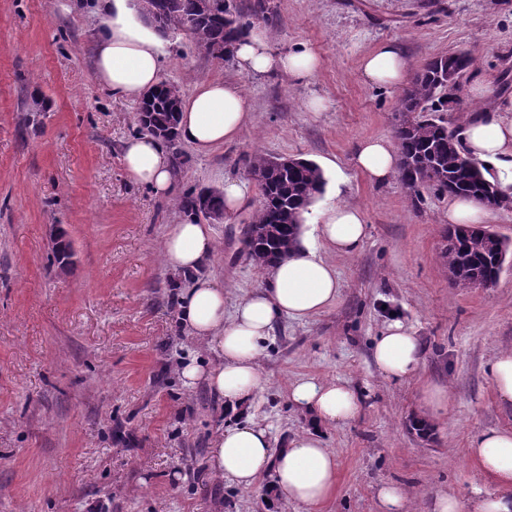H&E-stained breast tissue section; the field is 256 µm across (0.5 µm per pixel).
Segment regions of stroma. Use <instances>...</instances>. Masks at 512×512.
<instances>
[{
	"label": "stroma",
	"mask_w": 512,
	"mask_h": 512,
	"mask_svg": "<svg viewBox=\"0 0 512 512\" xmlns=\"http://www.w3.org/2000/svg\"><path fill=\"white\" fill-rule=\"evenodd\" d=\"M264 2L267 20L255 19ZM273 50L307 45L322 60L309 81L248 76L234 60L205 54L182 32L163 36L161 77L189 95L206 79L237 81L254 121L207 155L193 154L177 192L223 189L240 180L247 204L215 225L216 252L201 270L237 299L263 283L242 229L259 203L246 159L315 162L326 185L312 204L362 208L368 237L352 256L331 257L336 302L297 322L281 319L261 359L267 381L252 415L274 447L310 427L288 400L309 376L341 379L363 397L354 421L323 430L337 456V485L318 507L267 502L259 490L224 483L207 468L216 430L231 423L204 383L177 374L187 358L213 353L179 324V291L159 258L168 225L183 213L125 172L124 142L138 133L135 102L95 79L102 17L95 0H0V512H379L394 484L406 512H431L435 496L467 508L492 490L468 454L490 429H512V402L495 389L491 364L512 349V255L487 288H457L441 257L448 198L400 179L376 185L355 168L364 139H393L403 88L369 83L361 60L394 43L418 71L434 57L472 54L460 128L484 103L475 78L512 74V0H226ZM320 98L324 110L310 111ZM512 105V86L498 90ZM75 257L51 264L54 232ZM398 315L420 338L409 379H386L372 345ZM448 390L446 415L430 416L425 383ZM426 420L430 432L414 430Z\"/></svg>",
	"instance_id": "35a3bbf8"
}]
</instances>
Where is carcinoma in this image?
Wrapping results in <instances>:
<instances>
[{"label":"carcinoma","mask_w":512,"mask_h":512,"mask_svg":"<svg viewBox=\"0 0 512 512\" xmlns=\"http://www.w3.org/2000/svg\"><path fill=\"white\" fill-rule=\"evenodd\" d=\"M163 7L164 32L183 31L201 49L211 45L227 48L238 39L244 24L233 16L226 0H212V7L202 8L203 0H157ZM475 64L468 52H452L428 61L415 75L400 99L399 111L410 118L395 130L401 154L400 178L412 189L431 186L440 194L469 195L490 206L492 185L484 175L486 166L476 165L463 152L456 131L431 116L442 112L453 99L440 95V87L450 73H467ZM145 117L137 118L139 131L177 129L172 103L181 100L179 88L167 82L144 94ZM249 173L255 177L260 204L246 224L244 241L249 256L258 266H265L300 247V215L323 193L325 178L313 162L296 158L289 165L271 166L261 153L253 155ZM212 210H224V196L212 189H190L180 195L176 206L195 217L202 212V194ZM508 241L479 227L452 226L448 229L442 257L448 270L458 273L464 282L489 287L496 281L502 267V253Z\"/></svg>","instance_id":"obj_1"}]
</instances>
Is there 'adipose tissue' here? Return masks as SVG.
I'll return each mask as SVG.
<instances>
[{
	"instance_id": "ef3b65f1",
	"label": "adipose tissue",
	"mask_w": 512,
	"mask_h": 512,
	"mask_svg": "<svg viewBox=\"0 0 512 512\" xmlns=\"http://www.w3.org/2000/svg\"><path fill=\"white\" fill-rule=\"evenodd\" d=\"M126 2L113 0L93 67L97 82L113 97L136 100L158 85L161 50L156 37L128 20ZM232 50L238 70L247 75L285 74L301 82L321 66L305 45L273 50L261 28L237 39ZM408 68L407 59L390 43L362 60L365 78L376 85H401ZM252 119V102L238 83L201 81L182 99L178 138L206 154L233 141ZM460 137L464 150L488 166L490 180L505 189L512 187V112L486 110L465 125ZM354 162L374 184L388 182L400 168L397 149L385 138L362 141ZM122 164L136 183L162 198L172 196L181 177L167 144L148 135L125 141ZM315 225L327 250L335 254H354L367 236L362 209L344 202L320 210ZM214 251L211 225L193 218L168 225L162 241L165 267L190 279L179 296L180 323L189 337L213 347L216 356L209 364L195 358L182 363L183 383H205L225 413L237 415L266 385L259 358L277 322L285 317L304 321L322 312L336 301L341 284L331 262L300 249L267 265L264 286L231 303L223 288L197 275ZM373 360L387 379L412 377L421 361L420 339L413 327L398 318L388 320L374 340ZM288 398L309 416L310 428L294 434L280 449L273 448L268 428L254 419L223 428L214 436L209 467L236 487L251 489L265 480L275 497L318 506L333 496L337 483L336 455L326 448L322 429L355 418L360 399L346 381L313 377L292 382ZM469 454L495 486L494 491L478 492L470 512H512V430L483 433L471 443Z\"/></svg>"
}]
</instances>
